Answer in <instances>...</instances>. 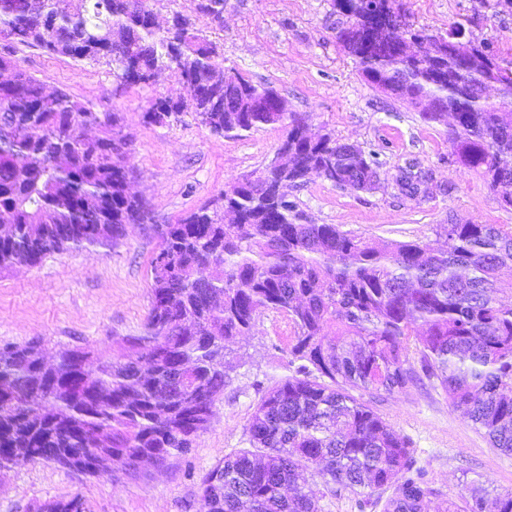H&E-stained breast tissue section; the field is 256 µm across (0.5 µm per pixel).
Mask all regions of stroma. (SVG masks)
Returning a JSON list of instances; mask_svg holds the SVG:
<instances>
[{
  "label": "stroma",
  "mask_w": 512,
  "mask_h": 512,
  "mask_svg": "<svg viewBox=\"0 0 512 512\" xmlns=\"http://www.w3.org/2000/svg\"><path fill=\"white\" fill-rule=\"evenodd\" d=\"M202 0H149L160 24L174 14L191 19L214 42L226 72L272 88L288 111L312 131L376 154L380 185L372 192L311 179L288 198L304 224H336L362 236L394 242H433L442 224H511L483 180L459 164L443 122L424 121L418 110L371 88L355 57L337 39L347 19L334 0H224L222 23L201 10ZM411 29L444 38L462 30L501 67L512 68V10L497 0H399ZM14 59L48 88L65 89L97 112H117L131 139L129 164L135 191L155 223L173 224L220 190L263 173L278 152L283 128L261 126L236 137H218L191 114L168 126L147 122L159 96H185L171 72L149 85H126L108 66L79 65L36 47L7 46ZM426 176L425 194L402 191L397 178ZM158 240L138 224L126 227L115 248L51 254L33 266L0 271V345L40 342L47 352L88 347L102 353L125 336L138 335L150 304V261ZM293 328L287 317H261L251 335L229 343L224 392L209 428L191 450L162 465L99 476L68 472L45 461L0 471V512H36L39 505L81 495L90 512H200L202 481L224 455L248 447L253 409L271 388L291 376ZM372 408L406 437L414 465L435 494L430 512L458 501L474 481L512 491V456L492 448L483 432L449 401L438 382L417 381L373 398Z\"/></svg>",
  "instance_id": "obj_1"
}]
</instances>
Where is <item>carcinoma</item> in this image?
Listing matches in <instances>:
<instances>
[{
	"instance_id": "cac0c4a2",
	"label": "carcinoma",
	"mask_w": 512,
	"mask_h": 512,
	"mask_svg": "<svg viewBox=\"0 0 512 512\" xmlns=\"http://www.w3.org/2000/svg\"><path fill=\"white\" fill-rule=\"evenodd\" d=\"M147 0H0V35L45 53L105 64L124 84L171 71L188 103L159 98L146 112L167 126L185 112L215 136L260 125L286 130L294 166L266 169L259 183L232 184L175 224H155L130 191L131 140L117 112H94L66 90L0 56V270L54 253L117 246L128 224H149L158 251L143 331L110 354L61 348L38 364L34 343L0 346V467L13 449L91 474L98 453L125 471L140 456L186 453L210 426L224 392L226 342L249 336L259 318L293 325L295 374L257 403L243 448L210 470L200 512H322L320 497L369 488L360 507L427 512L432 489L413 469L408 442L363 399L401 391L421 372L452 405L512 455V305L497 298L512 267V226L442 224L448 249L375 241L335 224H300L287 190L322 170L332 182L369 191L380 164L358 146L312 133L291 112L253 106L264 89L238 76L239 104H224L215 43L179 14L148 24ZM338 40L372 87L439 121L422 102L452 111L448 134L458 163L512 207V73L480 45L459 55L447 43L407 55L348 26ZM496 82L500 103L477 89ZM360 392L355 396L354 392ZM315 471L322 496L299 484ZM42 512H87L79 494ZM445 512H512V491L467 487Z\"/></svg>"
}]
</instances>
